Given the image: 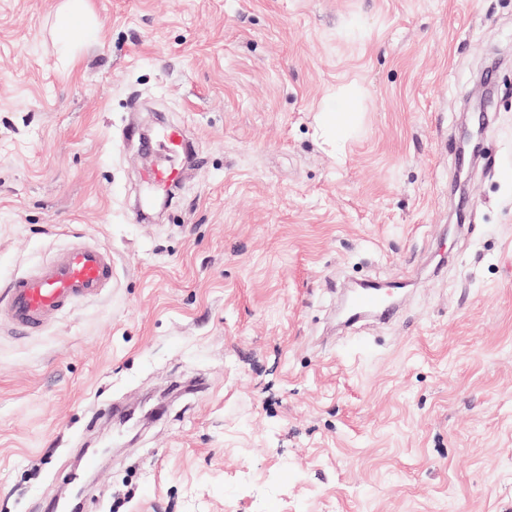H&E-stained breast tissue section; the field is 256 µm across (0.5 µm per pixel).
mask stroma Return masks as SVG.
Listing matches in <instances>:
<instances>
[{"label":"stroma","mask_w":512,"mask_h":512,"mask_svg":"<svg viewBox=\"0 0 512 512\" xmlns=\"http://www.w3.org/2000/svg\"><path fill=\"white\" fill-rule=\"evenodd\" d=\"M60 2L0 0V286L77 239L112 286L0 318V512L95 448L84 512H512V0H85L64 47ZM164 122L192 152L137 220L158 153L123 130ZM366 281L397 318L338 327ZM335 112H323V122L331 131L332 129H341L345 127L354 117L352 112V104L346 97L339 96L336 98V104L332 108Z\"/></svg>","instance_id":"obj_1"}]
</instances>
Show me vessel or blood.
<instances>
[{
	"mask_svg": "<svg viewBox=\"0 0 512 512\" xmlns=\"http://www.w3.org/2000/svg\"><path fill=\"white\" fill-rule=\"evenodd\" d=\"M182 180L180 169L158 161L144 175L150 195H167ZM112 252L99 244L76 243L57 252L30 273L12 279L0 295V316L23 336L39 334L52 320L81 301L104 294L112 285ZM355 318L389 317L394 304L371 288L353 300Z\"/></svg>",
	"mask_w": 512,
	"mask_h": 512,
	"instance_id": "vessel-or-blood-1",
	"label": "vessel or blood"
}]
</instances>
